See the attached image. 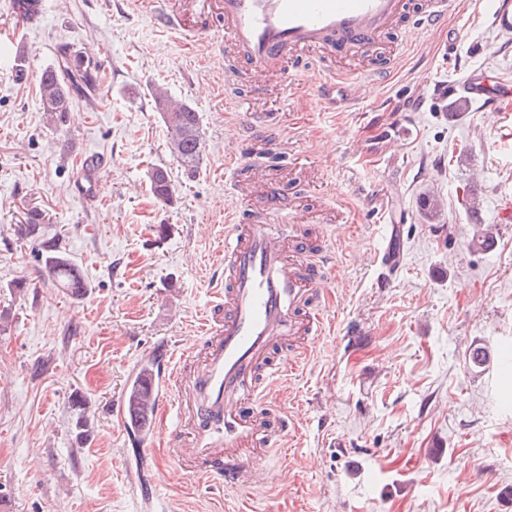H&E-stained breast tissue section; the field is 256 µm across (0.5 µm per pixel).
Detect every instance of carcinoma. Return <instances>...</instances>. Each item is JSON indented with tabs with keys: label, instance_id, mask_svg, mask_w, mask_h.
I'll return each mask as SVG.
<instances>
[{
	"label": "carcinoma",
	"instance_id": "1",
	"mask_svg": "<svg viewBox=\"0 0 512 512\" xmlns=\"http://www.w3.org/2000/svg\"><path fill=\"white\" fill-rule=\"evenodd\" d=\"M81 69L84 70V78L90 79L92 72L87 70V66L80 59L65 64L63 68H50L42 73L39 94L43 111L58 120L65 118L71 104L70 87L65 77ZM152 96L166 126L172 153L185 168L194 169L199 164L202 153L199 113L184 104L179 106L169 104L166 93L158 86L152 89ZM150 182L152 192L157 199L167 202L172 198L173 189L165 169L161 167L154 169ZM43 220L42 213L30 212L27 222L19 225L20 233L27 237L36 236ZM45 250L47 255L44 269L47 275L60 287L66 289L71 297L83 296L87 286L76 265L66 256L58 253L55 244L51 242L45 245Z\"/></svg>",
	"mask_w": 512,
	"mask_h": 512
}]
</instances>
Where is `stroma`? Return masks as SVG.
Returning <instances> with one entry per match:
<instances>
[{"label":"stroma","mask_w":512,"mask_h":512,"mask_svg":"<svg viewBox=\"0 0 512 512\" xmlns=\"http://www.w3.org/2000/svg\"><path fill=\"white\" fill-rule=\"evenodd\" d=\"M489 2L454 0V43L413 42L384 83L360 80L373 56L348 60L358 95L340 83L324 102L315 55L258 87L234 54L186 50L155 27L147 0H46L40 26L10 47L25 76L0 66V512H145L148 498L159 512H235V493L144 453L112 406L141 361L202 350L200 319L224 286L225 212L242 203L288 228L269 185L336 261L331 330L275 404L254 407L287 415L289 434L257 460L252 512H512V411L499 407L512 375L494 356L469 362L474 346L512 342V223L499 217L512 203V120L472 99L453 111L447 94L476 69L512 78V34ZM64 51L108 64L55 124L39 82ZM157 84L201 116L194 170L168 149ZM246 110L307 120L272 155ZM88 150L107 158L92 205L74 191ZM230 156L239 176L224 170ZM157 167L171 201L151 191ZM427 190L443 201L432 219L419 210ZM32 209L47 221L27 238ZM480 223L495 228L491 248L473 244ZM47 241L81 271L84 298L47 277Z\"/></svg>","instance_id":"35a3bbf8"}]
</instances>
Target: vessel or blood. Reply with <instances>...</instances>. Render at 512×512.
<instances>
[{"label": "vessel or blood", "mask_w": 512, "mask_h": 512, "mask_svg": "<svg viewBox=\"0 0 512 512\" xmlns=\"http://www.w3.org/2000/svg\"><path fill=\"white\" fill-rule=\"evenodd\" d=\"M155 24L186 45L204 40L211 55L233 51L253 81H266L276 69L297 68L306 51L357 56L379 53L387 61L396 56L389 33L405 27L407 33L428 35L447 26L448 0H427L417 18L409 16V0H184L174 9L171 0H149ZM216 14L224 19V35L209 37L202 28H191L187 12ZM322 98H329L336 84L345 82L344 70L321 63L317 73ZM468 94L498 107L512 96V82L468 87ZM97 156H89L76 183L83 200L96 191ZM328 252H298L293 243L272 225L253 220L246 210L225 216L224 291L220 311L204 317L201 330L205 351L196 368L186 369L182 358L171 354L166 375L141 374L140 405L148 414L142 422L153 433L166 401L188 419V432L169 439L170 461L199 478L223 481L225 488L250 489L262 478L252 459L240 447H267L281 438L285 422L257 419L250 410L254 401L275 392L258 369L277 343L291 341L306 353L310 337L320 335L324 319L318 305L329 286L325 268Z\"/></svg>", "instance_id": "1"}]
</instances>
